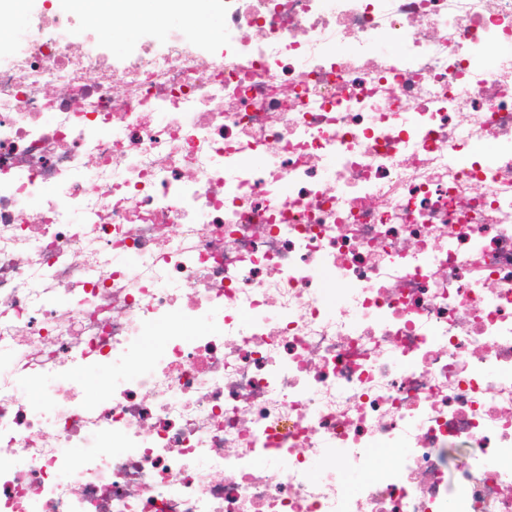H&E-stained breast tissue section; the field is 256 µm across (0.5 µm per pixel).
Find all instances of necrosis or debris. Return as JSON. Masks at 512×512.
Segmentation results:
<instances>
[{"label":"necrosis or debris","mask_w":512,"mask_h":512,"mask_svg":"<svg viewBox=\"0 0 512 512\" xmlns=\"http://www.w3.org/2000/svg\"><path fill=\"white\" fill-rule=\"evenodd\" d=\"M19 40L0 512H512V0H224L222 52L119 65Z\"/></svg>","instance_id":"4bbe7bcc"}]
</instances>
